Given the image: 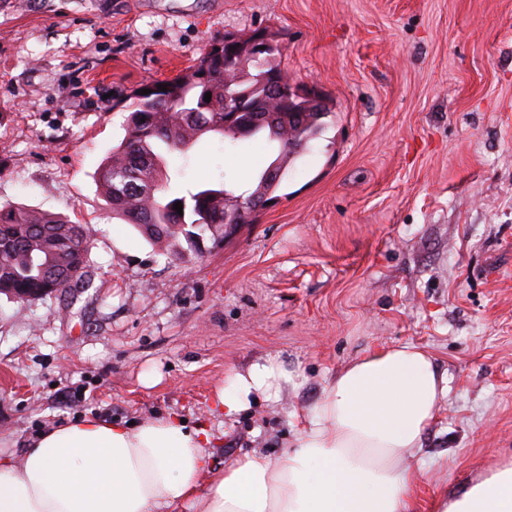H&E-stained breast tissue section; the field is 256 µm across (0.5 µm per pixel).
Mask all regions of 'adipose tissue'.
<instances>
[{"label":"adipose tissue","instance_id":"obj_1","mask_svg":"<svg viewBox=\"0 0 512 512\" xmlns=\"http://www.w3.org/2000/svg\"><path fill=\"white\" fill-rule=\"evenodd\" d=\"M275 360L252 364L216 390L233 414L290 382ZM448 394L432 355L383 348L328 381L295 443L209 464L210 438L179 417L129 426L97 414L40 431L22 456L0 449V512H414L420 475L405 459ZM436 512H512V468L440 499Z\"/></svg>","mask_w":512,"mask_h":512}]
</instances>
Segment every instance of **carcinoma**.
<instances>
[{
	"mask_svg": "<svg viewBox=\"0 0 512 512\" xmlns=\"http://www.w3.org/2000/svg\"><path fill=\"white\" fill-rule=\"evenodd\" d=\"M278 53L274 48L254 59H239L208 50L188 72L164 82L166 91L152 97L134 94L125 137L97 173L112 214L152 244L165 243L167 252L183 240L196 248L199 237L224 239L223 184L164 197L172 181L165 154L184 155L210 133L234 148L238 139L224 130V106L229 105L242 110L239 119L251 127L249 137L265 134L277 144L273 165L285 172L320 133L328 108L309 110L305 100L288 97ZM290 105L299 109L291 121ZM265 174L259 173L249 196L274 199L280 181ZM176 203L183 214L173 209ZM89 267L85 225L22 205L0 208V289L88 288Z\"/></svg>",
	"mask_w": 512,
	"mask_h": 512,
	"instance_id": "carcinoma-1",
	"label": "carcinoma"
}]
</instances>
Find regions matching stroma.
I'll return each instance as SVG.
<instances>
[{"label": "stroma", "mask_w": 512, "mask_h": 512, "mask_svg": "<svg viewBox=\"0 0 512 512\" xmlns=\"http://www.w3.org/2000/svg\"><path fill=\"white\" fill-rule=\"evenodd\" d=\"M274 31L322 130L273 204L232 238L168 258L114 218L96 172L126 101L225 34ZM190 160L192 187L253 188L275 152ZM87 229L91 288L0 295V448L101 414L178 416L215 467L277 456L351 360L413 344L449 392L411 458L419 512L512 465V0H0V207ZM294 376L227 417L213 395L251 364Z\"/></svg>", "instance_id": "stroma-1"}]
</instances>
